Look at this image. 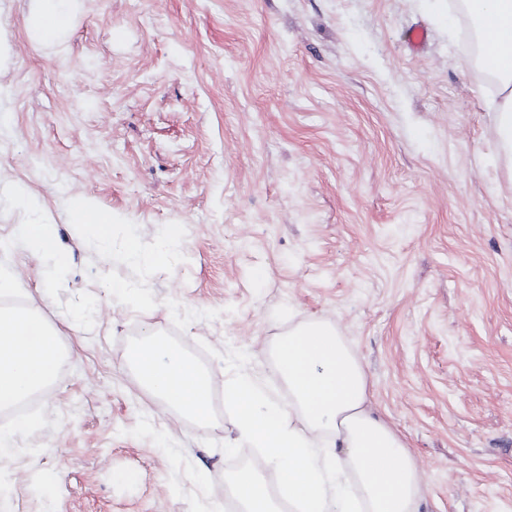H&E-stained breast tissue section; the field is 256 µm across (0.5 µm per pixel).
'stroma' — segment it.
<instances>
[{
  "instance_id": "35a3bbf8",
  "label": "stroma",
  "mask_w": 512,
  "mask_h": 512,
  "mask_svg": "<svg viewBox=\"0 0 512 512\" xmlns=\"http://www.w3.org/2000/svg\"><path fill=\"white\" fill-rule=\"evenodd\" d=\"M31 9L0 0V183L36 201L0 193V269L61 360L0 455V512H212L249 449L225 407L160 411L136 343L164 336L220 395L310 321L405 437L416 512H512V173L448 0H77L47 43ZM73 196L135 225L140 261L75 229ZM32 219L62 266L17 248ZM164 224L183 240L158 262Z\"/></svg>"
}]
</instances>
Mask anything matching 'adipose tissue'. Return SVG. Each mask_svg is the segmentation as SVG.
Instances as JSON below:
<instances>
[{"label":"adipose tissue","mask_w":512,"mask_h":512,"mask_svg":"<svg viewBox=\"0 0 512 512\" xmlns=\"http://www.w3.org/2000/svg\"><path fill=\"white\" fill-rule=\"evenodd\" d=\"M467 5L485 24L481 62L501 82L504 101L496 122L512 168V0ZM72 18L73 0H36L39 39L65 31ZM69 219L90 231L101 248L128 262L140 260L134 225L117 231L111 214L84 198L71 199ZM60 357L59 338L38 313L0 306L1 409L45 388ZM270 357L287 401L263 393L244 372L224 389L239 442L264 449L266 464L280 477L275 498L254 470L236 472L229 489L240 512H279L281 497L292 512H414L420 469L400 434L370 411L369 379L338 328L320 321L301 324L277 338ZM135 363L140 383L161 411L207 422L208 376L179 348L145 335Z\"/></svg>","instance_id":"1"}]
</instances>
